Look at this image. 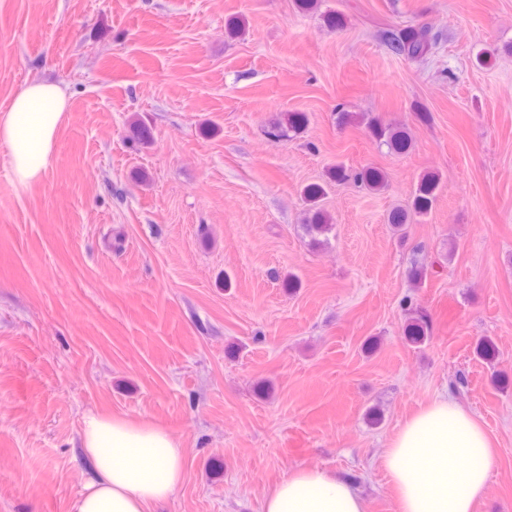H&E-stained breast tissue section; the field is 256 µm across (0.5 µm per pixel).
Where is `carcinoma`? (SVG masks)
<instances>
[{"label": "carcinoma", "mask_w": 512, "mask_h": 512, "mask_svg": "<svg viewBox=\"0 0 512 512\" xmlns=\"http://www.w3.org/2000/svg\"><path fill=\"white\" fill-rule=\"evenodd\" d=\"M387 41L398 55L410 60H420L428 56L433 43L427 38L422 29L405 28L397 33L386 35ZM308 117L301 112H285L273 119L268 126L267 135L277 141H288L297 136L307 125ZM366 129L370 137L387 146L396 154L408 152L412 147V139L405 128L388 124L385 125L372 117L366 119ZM353 180L372 192L383 190L387 185L386 173L377 167H364L352 171L344 166H337L329 173V180L323 183H311L302 190L303 198L308 205L306 224L302 225L304 232L315 245H326L334 230L332 217L320 207V202L327 194L329 182ZM440 189L439 175L434 172L423 174L417 184L410 204L393 209L388 216V223L396 231H401L410 223L412 215L425 214L431 210ZM430 335L429 316L414 308L408 309L407 318L402 326L404 341L411 346L423 345ZM477 356L489 363L498 359V347L495 341L488 337L480 338L475 345Z\"/></svg>", "instance_id": "cac0c4a2"}]
</instances>
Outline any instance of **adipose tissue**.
Returning a JSON list of instances; mask_svg holds the SVG:
<instances>
[{
	"mask_svg": "<svg viewBox=\"0 0 512 512\" xmlns=\"http://www.w3.org/2000/svg\"><path fill=\"white\" fill-rule=\"evenodd\" d=\"M67 98L56 83L19 87L0 113V141L12 149L20 182L47 167ZM80 452L92 476L69 512H155L182 484V440L163 425L93 410L82 417ZM400 512H474L493 465V445L480 420L443 394L408 417L381 455ZM261 512H367L346 477L298 466L265 495Z\"/></svg>",
	"mask_w": 512,
	"mask_h": 512,
	"instance_id": "ef3b65f1",
	"label": "adipose tissue"
}]
</instances>
